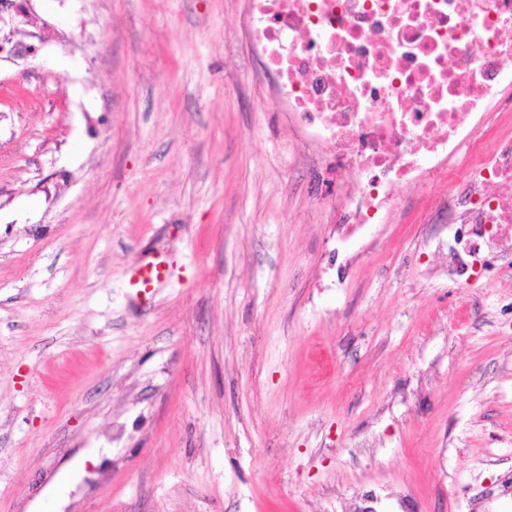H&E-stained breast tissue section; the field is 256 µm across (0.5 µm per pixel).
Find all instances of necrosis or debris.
Here are the masks:
<instances>
[{"label":"necrosis or debris","mask_w":512,"mask_h":512,"mask_svg":"<svg viewBox=\"0 0 512 512\" xmlns=\"http://www.w3.org/2000/svg\"><path fill=\"white\" fill-rule=\"evenodd\" d=\"M272 103L337 175L336 237L366 234L404 186L436 182L455 283L512 256V132H476L512 110V0H249Z\"/></svg>","instance_id":"obj_1"}]
</instances>
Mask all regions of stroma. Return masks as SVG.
Segmentation results:
<instances>
[{
	"label": "stroma",
	"mask_w": 512,
	"mask_h": 512,
	"mask_svg": "<svg viewBox=\"0 0 512 512\" xmlns=\"http://www.w3.org/2000/svg\"><path fill=\"white\" fill-rule=\"evenodd\" d=\"M29 6L34 53L0 58V512H512V271L449 284L436 188L337 246L249 0ZM167 273L166 264L160 258L145 263H138L131 269L130 282L133 286H139L138 296L146 297L154 288V283L165 279Z\"/></svg>",
	"instance_id": "35a3bbf8"
}]
</instances>
